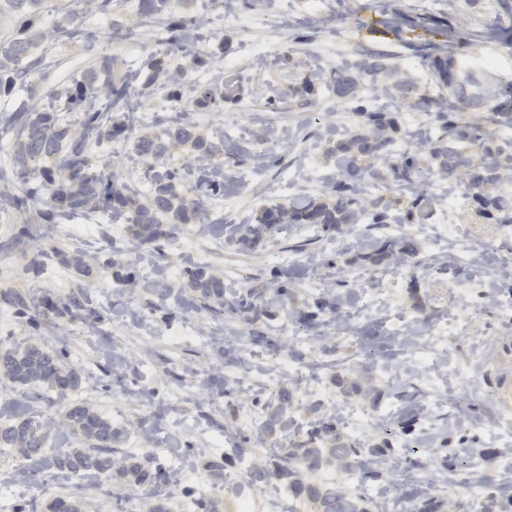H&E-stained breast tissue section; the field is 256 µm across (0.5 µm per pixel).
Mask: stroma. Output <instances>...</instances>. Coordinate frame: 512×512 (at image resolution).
Wrapping results in <instances>:
<instances>
[{
	"mask_svg": "<svg viewBox=\"0 0 512 512\" xmlns=\"http://www.w3.org/2000/svg\"><path fill=\"white\" fill-rule=\"evenodd\" d=\"M59 5L60 0H44L43 22L75 31L96 28L98 50L118 58L117 78L137 84L142 105L135 111V136L163 137L178 119L174 105L194 98L197 75L223 79V112L199 111L197 127L204 138L224 143V194L209 219L223 225L225 234L214 237L191 224L175 229L170 239L140 245L115 232L103 213L57 224L15 211L0 215V242L22 237L13 249H0V293L23 291L31 302L23 316L0 305V347L36 341L82 378L80 389L67 395L17 388L0 379V427L22 413L45 423L48 448H64L72 440L65 411L71 403H84L124 430L119 455L136 456L160 474L148 485L123 488L105 477L82 478L32 464L0 446V512H47V504L62 496L83 499L87 512H149L158 494L166 497L169 512H200L202 501L215 503L218 512H244L246 495L255 501V512H311L276 474L275 445L254 441L266 405L284 389L293 395L298 429H306L313 419L309 408L318 403L336 410V429L345 439L382 448L388 512L423 504L422 486L408 461L424 454L438 478L480 477L496 486L501 499L511 498L512 477L502 476L497 462L512 453V443L474 438L470 424L493 422L502 414L496 364L503 347H512V329L502 327L496 300L512 298V276L492 267L465 272L480 285L466 301L474 315L470 329L447 349L465 366L457 402L466 421L454 425L447 408L428 418L416 401L403 403L393 416L385 414L401 388H424L428 371L411 361V348L400 337L384 334L382 320H409L426 330L451 309L449 245L430 243L423 225L390 215L391 223L416 238V265L371 263L381 236L364 225L344 234L315 230L316 243L298 254L283 303L250 323L195 309L184 275L186 268L204 265L223 277L225 297L248 288L270 293L279 270L271 254L305 238L304 228L284 225L263 250L250 253L230 242L228 233L252 223L269 205L326 198L337 170L330 149L354 132L358 106L396 118L394 143L405 142L415 125L427 137L436 136L434 120L412 100L398 101L368 82L357 98L341 99L328 81L336 68L355 66L366 53L378 52L410 76L418 93L446 96L429 65L406 48L410 42H440L441 33L430 26L380 33V11L451 16L457 52L471 65H493L500 80L512 82V40L504 35L512 21L497 0H327L319 7L311 0H169L168 15L209 31L204 43L184 46L145 26L135 0L110 19L85 10L65 14ZM242 17L262 23L245 28L238 23ZM263 42L271 44L272 53L262 61L253 47ZM152 57L170 71L191 70L180 100L169 98L160 81L152 80L147 66ZM94 162L102 173L119 175L138 197L150 196L147 162L128 146L105 144ZM425 194L432 211L447 210L449 223L465 227L470 244L512 256V238L479 214L466 183L438 178ZM55 248L111 258L115 266L85 277L60 264L51 254ZM129 273L134 283L125 282ZM395 275L402 284L388 304L364 315L368 289ZM79 292L87 294L98 321L43 315L42 298L63 300ZM334 297L339 308L321 319L338 321L337 330L300 322L301 312ZM253 330L263 334V342L232 350L217 342ZM298 365L305 368V380L294 374ZM352 411L372 418L349 424L345 415ZM259 470L266 477L257 483L252 476Z\"/></svg>",
	"mask_w": 512,
	"mask_h": 512,
	"instance_id": "stroma-1",
	"label": "stroma"
}]
</instances>
